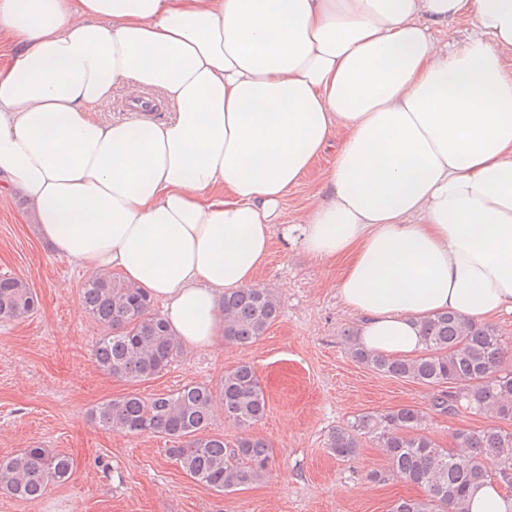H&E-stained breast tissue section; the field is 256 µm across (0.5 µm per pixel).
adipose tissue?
I'll list each match as a JSON object with an SVG mask.
<instances>
[{
  "mask_svg": "<svg viewBox=\"0 0 512 512\" xmlns=\"http://www.w3.org/2000/svg\"><path fill=\"white\" fill-rule=\"evenodd\" d=\"M451 20L456 46L433 34ZM1 37L0 184L184 344L223 341L224 292L277 234L342 263L366 350L415 357L443 312L512 315V0H0ZM122 81L140 116L94 120ZM330 160L331 157L329 155L323 157L313 172L309 174V176H307L298 187L290 191L283 204L285 221H291L298 211L307 203L308 197L316 186L319 171L322 168H325L329 164Z\"/></svg>",
  "mask_w": 512,
  "mask_h": 512,
  "instance_id": "1",
  "label": "adipose tissue"
}]
</instances>
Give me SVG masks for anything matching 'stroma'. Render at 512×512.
<instances>
[{"mask_svg":"<svg viewBox=\"0 0 512 512\" xmlns=\"http://www.w3.org/2000/svg\"><path fill=\"white\" fill-rule=\"evenodd\" d=\"M25 211L19 194L0 195V274L25 280L39 298L32 315L0 321V457L48 448L70 455L74 468L38 501L0 493V512H389L422 488L397 478L370 481L387 463L368 438L354 459L336 460L326 446L331 429L366 412L414 405L427 413L426 434L445 448L460 431L512 430V421L488 414H438L432 388L355 361L343 334L358 318L337 296L338 266L318 263L278 235L253 281L273 289L280 304L264 336L247 346L184 348L166 370L134 385L112 378L93 355L103 329L81 301L88 270L56 254ZM242 362L254 367L269 399L252 433L269 442L273 457L268 477L242 490L223 494L191 479L167 456L168 438L117 434L91 420L103 400L213 386Z\"/></svg>","mask_w":512,"mask_h":512,"instance_id":"1","label":"stroma"}]
</instances>
